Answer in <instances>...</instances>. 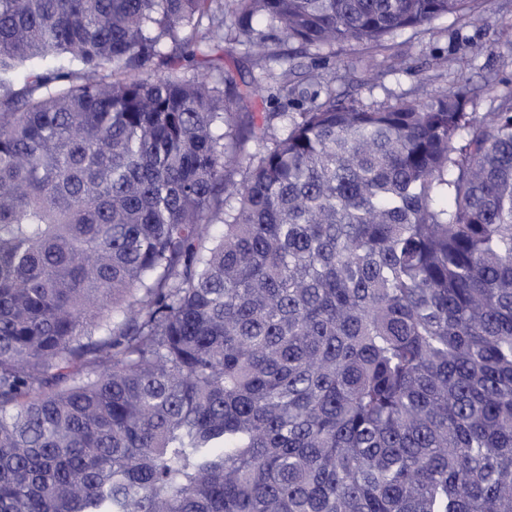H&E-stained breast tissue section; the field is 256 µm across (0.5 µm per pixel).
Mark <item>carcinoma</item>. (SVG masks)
Segmentation results:
<instances>
[{
    "instance_id": "carcinoma-1",
    "label": "carcinoma",
    "mask_w": 512,
    "mask_h": 512,
    "mask_svg": "<svg viewBox=\"0 0 512 512\" xmlns=\"http://www.w3.org/2000/svg\"><path fill=\"white\" fill-rule=\"evenodd\" d=\"M231 2L0 0V512H512V98L240 120L471 0ZM224 66L235 74L239 83L242 80L250 82L253 77H258L261 72L260 67L255 63V56L251 47H234L232 55L224 57Z\"/></svg>"
}]
</instances>
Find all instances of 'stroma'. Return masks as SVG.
Listing matches in <instances>:
<instances>
[{
  "instance_id": "1",
  "label": "stroma",
  "mask_w": 512,
  "mask_h": 512,
  "mask_svg": "<svg viewBox=\"0 0 512 512\" xmlns=\"http://www.w3.org/2000/svg\"><path fill=\"white\" fill-rule=\"evenodd\" d=\"M469 15L449 14L409 28L378 45L339 43L297 51L289 81L306 87L318 75L337 97L364 105L422 99L468 81L470 111H493V98L512 86V0H472ZM472 53L458 51V44Z\"/></svg>"
}]
</instances>
